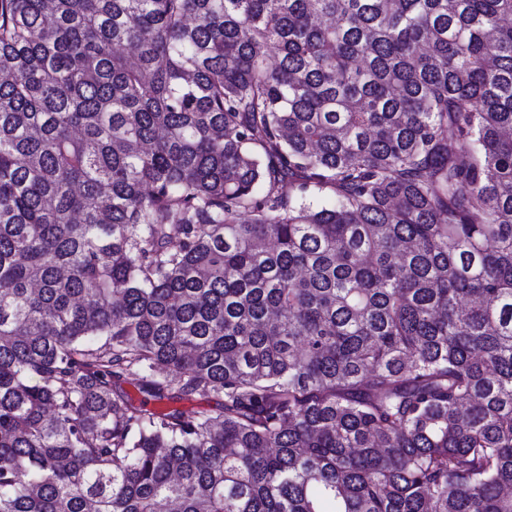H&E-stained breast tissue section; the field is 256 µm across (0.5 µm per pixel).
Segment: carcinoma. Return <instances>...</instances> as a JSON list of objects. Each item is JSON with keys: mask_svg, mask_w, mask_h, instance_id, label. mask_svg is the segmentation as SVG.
<instances>
[{"mask_svg": "<svg viewBox=\"0 0 512 512\" xmlns=\"http://www.w3.org/2000/svg\"><path fill=\"white\" fill-rule=\"evenodd\" d=\"M511 18L0 0V512H512Z\"/></svg>", "mask_w": 512, "mask_h": 512, "instance_id": "carcinoma-1", "label": "carcinoma"}]
</instances>
